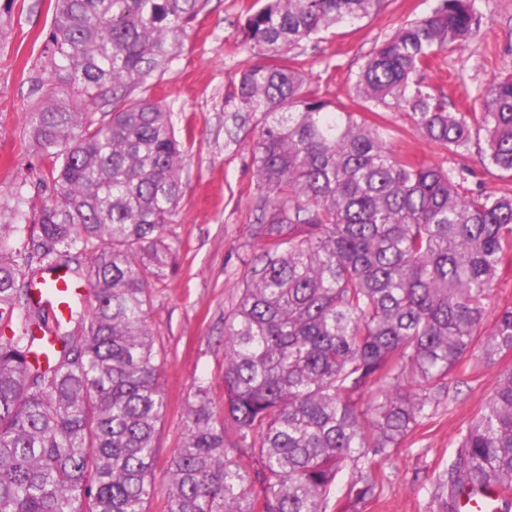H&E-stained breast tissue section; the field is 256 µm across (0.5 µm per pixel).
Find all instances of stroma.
Returning <instances> with one entry per match:
<instances>
[{
  "mask_svg": "<svg viewBox=\"0 0 512 512\" xmlns=\"http://www.w3.org/2000/svg\"><path fill=\"white\" fill-rule=\"evenodd\" d=\"M253 0H205L183 45L162 78L149 80V94L164 103L190 153L182 195L170 224L171 255L149 294L147 323L166 351L161 381L167 408L157 426L154 478L166 467L184 432V413L198 383L215 401L224 398V318L239 293L241 276L259 255L252 235L258 192L250 143L258 129L246 123L226 133L228 96L249 53L236 38L238 21ZM435 0H385L359 23L301 42L308 86L316 95L360 111L354 83L373 49L404 22L427 15ZM481 15L471 42L449 54L443 72L430 76L448 96L449 111L465 110L498 78L512 75V0H476ZM12 21L0 33V224L33 225L54 203L48 163L29 142L28 117L50 91L43 40L53 14L49 0H14ZM393 149L411 147L417 161L453 169L458 157L426 140L406 112H384ZM512 366V352L488 364L477 354L447 379L431 416L389 456L377 458L376 497L358 512H442L435 497L457 449L459 432L477 417L499 373Z\"/></svg>",
  "mask_w": 512,
  "mask_h": 512,
  "instance_id": "1",
  "label": "stroma"
}]
</instances>
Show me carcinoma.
<instances>
[{
  "label": "carcinoma",
  "mask_w": 512,
  "mask_h": 512,
  "mask_svg": "<svg viewBox=\"0 0 512 512\" xmlns=\"http://www.w3.org/2000/svg\"><path fill=\"white\" fill-rule=\"evenodd\" d=\"M383 0H255L233 121L259 194L245 270L224 318V400L203 384L166 468L163 512H325L339 471L349 498L376 496L370 463L429 417L435 390L475 351L512 352V306L492 322L512 261V76L470 112L425 81L478 26L475 0H437L369 56L355 91L403 109L460 157L477 147L506 184L460 192L448 170L393 150L307 88L300 41L378 12ZM43 52L60 91L29 115L58 201L15 249L0 224V512H148L156 425L166 408L149 285L182 186L171 113L131 92L164 75L203 0H50ZM89 283V312L49 320L32 294L45 271ZM447 512L464 491H512V368L458 440ZM495 306H504L512 303V263L504 265L498 276L495 288Z\"/></svg>",
  "instance_id": "carcinoma-1"
}]
</instances>
